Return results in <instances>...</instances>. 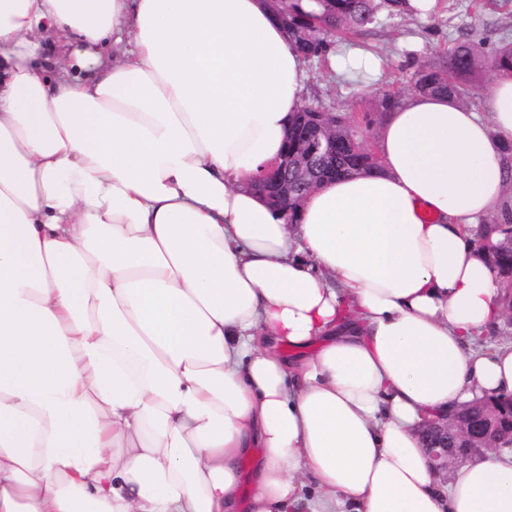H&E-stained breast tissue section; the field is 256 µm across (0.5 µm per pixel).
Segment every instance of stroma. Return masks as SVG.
<instances>
[{
	"label": "stroma",
	"instance_id": "stroma-1",
	"mask_svg": "<svg viewBox=\"0 0 512 512\" xmlns=\"http://www.w3.org/2000/svg\"><path fill=\"white\" fill-rule=\"evenodd\" d=\"M512 40V0H436L428 17L415 11L380 12L374 27L336 40V61L314 59L307 102L336 112L370 116L374 128L364 138L375 147L384 118L374 100L387 90L409 93L413 73L442 59L458 42Z\"/></svg>",
	"mask_w": 512,
	"mask_h": 512
}]
</instances>
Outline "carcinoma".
<instances>
[{
  "instance_id": "carcinoma-1",
  "label": "carcinoma",
  "mask_w": 512,
  "mask_h": 512,
  "mask_svg": "<svg viewBox=\"0 0 512 512\" xmlns=\"http://www.w3.org/2000/svg\"><path fill=\"white\" fill-rule=\"evenodd\" d=\"M407 6L408 0H288L277 14L288 33L291 49L307 58H323L332 49L333 33L322 27V21L333 20L338 33L358 35L376 22L380 11L393 14ZM484 56L489 58L491 70H511L512 42L495 46L487 54L474 44L460 42L447 61L431 64L414 74V90L448 95L466 103L472 97V88L465 83V77L480 66ZM327 120L336 125V175H367L378 168L377 155L362 139L349 132L351 126L362 123L370 128L371 119L364 116L357 120L349 113L338 112ZM511 231L512 197L488 220L481 235L494 243L489 254L504 288L512 286V243L508 242Z\"/></svg>"
}]
</instances>
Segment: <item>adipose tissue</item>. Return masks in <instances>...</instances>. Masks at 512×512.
Wrapping results in <instances>:
<instances>
[{"mask_svg": "<svg viewBox=\"0 0 512 512\" xmlns=\"http://www.w3.org/2000/svg\"><path fill=\"white\" fill-rule=\"evenodd\" d=\"M310 80L265 0H0V512H239L249 457L250 512H512V454L416 433L512 395V72L291 219L250 185ZM509 226L512 228V195L504 202L501 210L484 225L481 235L482 239H489L495 244L491 249L487 247L486 249L502 277L503 295L501 303L503 306L504 297L506 296L507 306L503 307L505 312L510 309L512 303V291L509 289L512 279V237L508 242Z\"/></svg>", "mask_w": 512, "mask_h": 512, "instance_id": "adipose-tissue-1", "label": "adipose tissue"}]
</instances>
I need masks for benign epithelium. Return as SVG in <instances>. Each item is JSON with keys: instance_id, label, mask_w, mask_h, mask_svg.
Masks as SVG:
<instances>
[{"instance_id": "7a95c632", "label": "benign epithelium", "mask_w": 512, "mask_h": 512, "mask_svg": "<svg viewBox=\"0 0 512 512\" xmlns=\"http://www.w3.org/2000/svg\"><path fill=\"white\" fill-rule=\"evenodd\" d=\"M307 137L315 144H325L320 156L306 152L282 153L254 182L265 198L283 208L288 204L294 184L305 186L318 182L320 174H334L327 163L336 147V132L318 118L308 126ZM506 410L484 403L457 407L451 415L435 416L419 429L423 448L435 474L448 478V465L458 464L485 448L500 450L512 447V426L503 421Z\"/></svg>"}]
</instances>
